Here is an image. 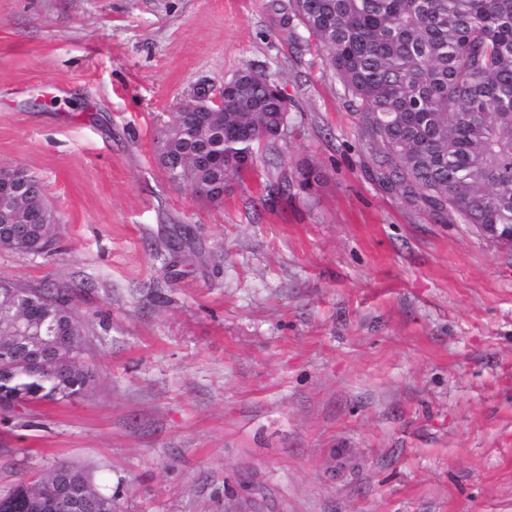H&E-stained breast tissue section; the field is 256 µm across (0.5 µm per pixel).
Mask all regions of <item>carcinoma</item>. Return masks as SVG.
<instances>
[{
	"label": "carcinoma",
	"mask_w": 512,
	"mask_h": 512,
	"mask_svg": "<svg viewBox=\"0 0 512 512\" xmlns=\"http://www.w3.org/2000/svg\"><path fill=\"white\" fill-rule=\"evenodd\" d=\"M289 10L326 54L360 133L371 171L384 188L434 215H456L491 237L512 243V0H289ZM156 150L169 178L197 190L240 179L254 169L256 150L274 144L288 119V102L264 69L247 66L226 81L224 126L206 135L194 117L175 113ZM45 204L32 181L28 209ZM15 290L54 339L81 337L56 349L71 366L63 382L54 367L36 377L16 374L13 388H35L55 401L87 393L82 363L90 332L72 310L70 292ZM47 476L62 488L84 483L92 497L112 502L82 467L61 463ZM45 478L4 492L13 512Z\"/></svg>",
	"instance_id": "obj_1"
}]
</instances>
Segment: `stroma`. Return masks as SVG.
Masks as SVG:
<instances>
[{"label": "stroma", "mask_w": 512, "mask_h": 512, "mask_svg": "<svg viewBox=\"0 0 512 512\" xmlns=\"http://www.w3.org/2000/svg\"><path fill=\"white\" fill-rule=\"evenodd\" d=\"M287 12L0 0V163L61 219L49 252L0 250V281L71 286L98 379L0 409V491L70 462L112 512H234L243 472L259 512H512V244L378 184ZM246 65L275 74L288 132L212 202L155 140Z\"/></svg>", "instance_id": "stroma-1"}]
</instances>
